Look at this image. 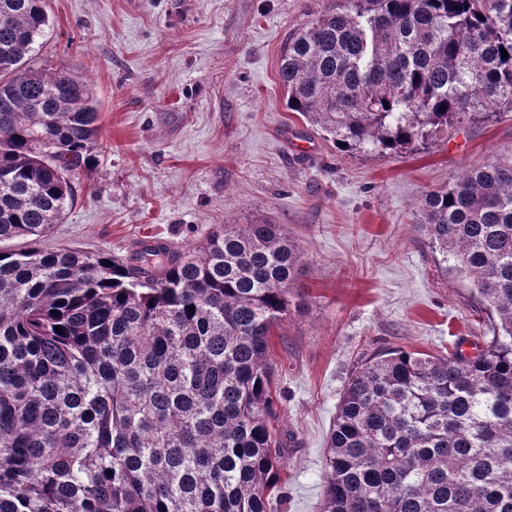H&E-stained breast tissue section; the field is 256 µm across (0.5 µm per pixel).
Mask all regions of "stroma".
<instances>
[{
	"instance_id": "obj_1",
	"label": "stroma",
	"mask_w": 512,
	"mask_h": 512,
	"mask_svg": "<svg viewBox=\"0 0 512 512\" xmlns=\"http://www.w3.org/2000/svg\"><path fill=\"white\" fill-rule=\"evenodd\" d=\"M346 0H47L36 65L97 102L101 145L43 240L121 258L144 238L189 249L216 224H280L303 252L269 345L287 446L272 512H322L327 438L351 372L385 348L437 355L491 326L469 280L412 228L422 195L512 157V112L401 155L348 153L289 111L291 35Z\"/></svg>"
}]
</instances>
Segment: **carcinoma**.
<instances>
[{"label":"carcinoma","instance_id":"obj_1","mask_svg":"<svg viewBox=\"0 0 512 512\" xmlns=\"http://www.w3.org/2000/svg\"><path fill=\"white\" fill-rule=\"evenodd\" d=\"M2 15L0 243L27 247L0 250V512H270L284 444L268 346L302 298L301 251L278 224L127 259L40 249L98 110L84 80L34 68L46 0H0ZM279 76L339 149L406 153L512 112V0H347L288 41ZM413 228L496 324L471 353L392 348L350 374L323 512H512V158L427 191Z\"/></svg>","mask_w":512,"mask_h":512}]
</instances>
